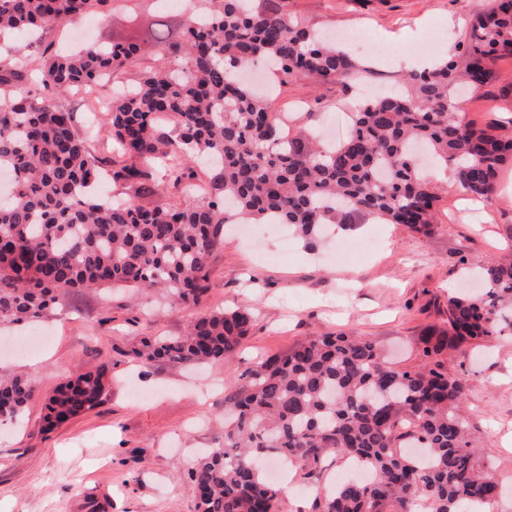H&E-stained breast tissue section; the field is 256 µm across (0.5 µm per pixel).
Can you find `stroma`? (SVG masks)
Here are the masks:
<instances>
[{"mask_svg": "<svg viewBox=\"0 0 512 512\" xmlns=\"http://www.w3.org/2000/svg\"><path fill=\"white\" fill-rule=\"evenodd\" d=\"M199 0L162 9L159 0H112L90 34L80 25L47 31L43 43L72 39L107 44L144 32L154 21L178 28ZM487 0H288V12L322 33L363 29L381 54H354L357 72L336 83L272 81L271 108L290 135H345L348 112L361 90L399 91L410 72L457 58L469 18ZM497 79L468 93L462 109L481 128L512 134V57L497 60ZM439 199L428 232L354 217L329 247L310 250L299 235L246 240L239 224L224 227L210 257L209 289L198 304H171L132 287L61 294L39 321L0 324V377L27 378L34 396L18 424H0V512H196L188 473L198 457L221 445L224 408L259 361L286 355L300 342L354 333L372 340L385 361L420 368L421 336L443 328L448 296L468 274L512 254V166L488 199L475 200L450 174L438 180ZM368 236L379 248L361 254ZM289 247L280 262L272 254ZM254 322L224 360L185 368L141 365L132 351L145 338L183 333L201 313L235 307ZM449 372L465 373V412L471 435L490 449L503 485L491 512H512V333L476 340L442 356ZM106 367L108 392L97 408L47 426L45 399L57 384Z\"/></svg>", "mask_w": 512, "mask_h": 512, "instance_id": "obj_1", "label": "stroma"}]
</instances>
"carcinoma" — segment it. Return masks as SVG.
I'll use <instances>...</instances> for the list:
<instances>
[{
	"instance_id": "carcinoma-1",
	"label": "carcinoma",
	"mask_w": 512,
	"mask_h": 512,
	"mask_svg": "<svg viewBox=\"0 0 512 512\" xmlns=\"http://www.w3.org/2000/svg\"><path fill=\"white\" fill-rule=\"evenodd\" d=\"M109 0H0V36L47 31ZM288 0H206L174 32L160 21L150 39L164 62L109 97L115 156L95 154L67 95L122 72L136 42L51 54L34 42L0 64V323L47 316L72 289L130 286L195 304L208 287V260L224 224H286L312 244L325 224L357 215L413 231L429 229L437 194L411 155L427 145L459 189L490 197L512 138L477 129L457 107V86L496 78L512 57V0H491L470 20L456 60L406 78L403 94L380 95L350 113L347 134L322 144L282 134L267 99L234 78L256 59L286 79L333 83L354 75L350 56L288 16ZM176 122V135L157 124ZM215 166L199 196L192 163ZM149 198L179 192L167 206L113 204L92 193L102 177ZM479 294L448 298V326L420 339L424 366L398 369L361 336L301 343L266 359L224 413V441L191 471L196 512H280L278 489L259 459H286L315 488L310 512H471L490 506L499 481L479 458L461 404L466 380L448 373L445 350L512 332V258L484 269ZM253 322L247 309L194 318L181 336L144 340L141 362L197 364L230 357ZM101 367L59 383L45 403L48 424L102 403ZM33 397L27 379L0 380V420H16ZM356 458L372 474L317 488L327 462Z\"/></svg>"
}]
</instances>
